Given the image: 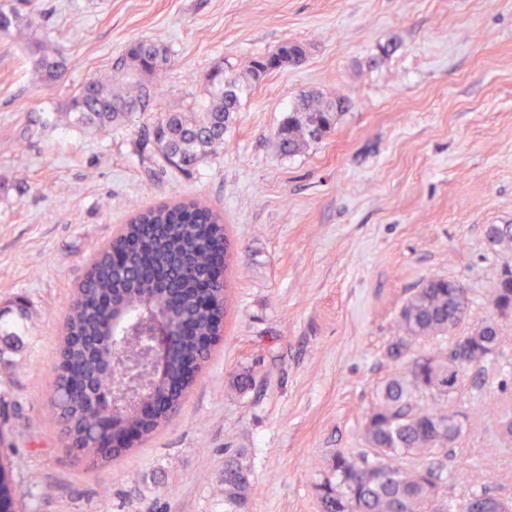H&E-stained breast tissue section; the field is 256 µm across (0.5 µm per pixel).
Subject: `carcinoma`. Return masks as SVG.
Instances as JSON below:
<instances>
[{
  "mask_svg": "<svg viewBox=\"0 0 512 512\" xmlns=\"http://www.w3.org/2000/svg\"><path fill=\"white\" fill-rule=\"evenodd\" d=\"M20 31L17 10L0 3V35ZM40 80H57L66 68L64 59L45 43L29 42ZM306 56L296 41L282 43L269 55L250 62L246 73H224L217 65L204 76L207 104L199 111L162 110L152 127L161 160L169 168L186 171L208 156L224 150V133L242 96L268 73L298 65ZM171 65L168 49L156 42L129 43L115 69L133 76L121 85L112 76L91 78L68 98L63 116L74 126L107 131L123 125L145 107L146 85L142 78H156ZM344 97L308 93L293 104L274 137L276 152L294 156L321 140L349 109ZM222 218L197 201H179L136 211L115 240L124 254L116 267L106 249L91 263L85 280L70 300L66 314L69 337L60 344L63 365L51 374L53 393L48 414L63 426L75 451L93 465L109 462L129 448H103L97 431L102 416L114 414L126 428L147 438L167 419L140 414L131 400L118 410L90 405V392L110 387L114 376L128 363L143 373V388L155 385L135 335L123 336L112 328L109 299L122 290L125 322L137 327L154 317L157 309L176 323L180 349L166 362L164 379L174 392L187 390L192 381L184 377V364L203 357L199 337L212 334L222 290L228 285L203 282V272L219 263L223 243L216 237ZM487 238L494 246L512 248V224H493ZM470 292L456 280L434 278L423 282L407 299L400 313L402 335L390 345L388 356L401 369L376 391L375 402L366 414L363 437L366 447L338 451L332 470L335 479L318 486L323 512H448L433 507L434 496L443 482L440 466H423L419 461L435 454L460 437L467 428L458 411V400L471 369L504 351L506 339L493 318L484 320L474 333L452 339L427 355H413L421 339L452 335L469 311ZM495 314H512V268L502 269L492 291ZM423 393L429 404L419 402ZM493 459L474 471L464 512H507L512 502L492 495L488 480ZM254 490L251 472L236 456L224 460V501L233 507L246 505Z\"/></svg>",
  "mask_w": 512,
  "mask_h": 512,
  "instance_id": "obj_1",
  "label": "carcinoma"
}]
</instances>
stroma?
I'll return each mask as SVG.
<instances>
[{
  "label": "stroma",
  "mask_w": 512,
  "mask_h": 512,
  "mask_svg": "<svg viewBox=\"0 0 512 512\" xmlns=\"http://www.w3.org/2000/svg\"><path fill=\"white\" fill-rule=\"evenodd\" d=\"M40 16L62 77L37 80L20 41L0 36V455L20 512H232L226 453L255 489L248 512H321L317 486L394 369L400 309L425 280L471 292L458 328L493 316L491 292L512 250V0H21ZM168 46L150 105L119 128L59 121L80 84L126 46ZM301 64L242 99L215 157L179 172L145 132L159 110L201 109L216 64L243 74L281 43ZM351 106L304 153L274 134L301 93ZM196 198L235 242L224 339L180 411L134 451L92 465L63 446L46 413L66 303L96 250L132 211ZM254 377L245 391L235 374ZM468 427L434 455L465 501L469 475L497 449L492 493L512 499V347L472 370Z\"/></svg>",
  "instance_id": "stroma-1"
}]
</instances>
